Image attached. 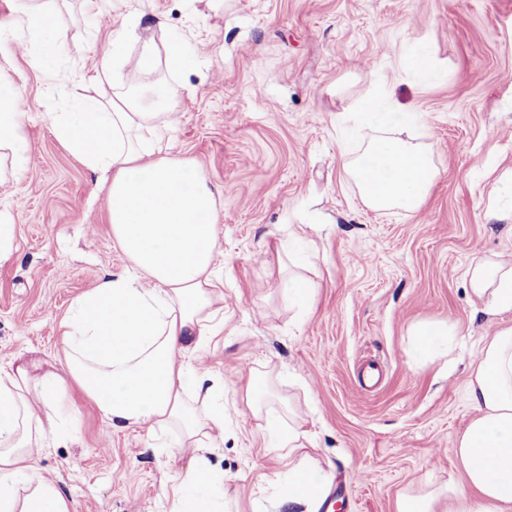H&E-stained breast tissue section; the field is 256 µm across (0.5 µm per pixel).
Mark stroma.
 <instances>
[{"label":"stroma","instance_id":"obj_1","mask_svg":"<svg viewBox=\"0 0 512 512\" xmlns=\"http://www.w3.org/2000/svg\"><path fill=\"white\" fill-rule=\"evenodd\" d=\"M29 0H0V76L30 103L28 162L0 179V219L14 226L0 258V366L59 363V324L104 272L130 265L113 241L98 175L55 136L70 99L137 93L166 98L171 157L208 178L216 198L224 308L194 363L224 380V440L211 463L230 475L224 512H302L279 506L278 467L263 420L247 404L257 379L266 406L290 404L337 512H397L399 497L463 484L454 448L477 410L468 381L487 336L512 327L468 291L472 261L512 255V0H51L60 86L33 62L22 26ZM137 41L117 82L96 78L115 30ZM203 53L149 76L144 44L171 37ZM426 44L438 72L405 68ZM384 83L392 103L421 113L411 135L432 147L438 177L419 211L367 208L343 168L350 105ZM305 237L302 260L288 236ZM316 286L299 313L281 282ZM454 326L430 357L417 328ZM56 413L79 441L49 442L35 458L72 512H169L167 489L193 451L171 428L115 431L79 389Z\"/></svg>","mask_w":512,"mask_h":512}]
</instances>
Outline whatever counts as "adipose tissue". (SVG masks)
<instances>
[{"instance_id": "ef3b65f1", "label": "adipose tissue", "mask_w": 512, "mask_h": 512, "mask_svg": "<svg viewBox=\"0 0 512 512\" xmlns=\"http://www.w3.org/2000/svg\"><path fill=\"white\" fill-rule=\"evenodd\" d=\"M23 24L36 64L58 84H68L70 73L56 65L54 13L31 7ZM19 97L17 89H0V151L21 143ZM350 112L356 130L369 134L362 153L344 159L365 204L418 210L437 178L430 145L378 135L415 124V114L395 107L382 85L356 100ZM158 119L148 106L122 95L81 99L54 117L58 139L106 186L112 238L131 269L104 274L75 301L61 323L63 367L0 368V512H71L33 460L58 434L47 404L72 383L113 430L179 426L194 453L174 480L171 512H219L206 489L219 480L208 453L224 435V389L212 373L190 364L224 299L214 286L215 196L201 171L170 156ZM466 276L483 313L512 311L511 260L476 261ZM468 393L478 414L455 448L463 485L403 494L398 512H435L448 499L451 512H512V327L486 340ZM264 430L287 463L286 502L319 512L322 479L294 460L301 432L276 411L265 413Z\"/></svg>"}]
</instances>
